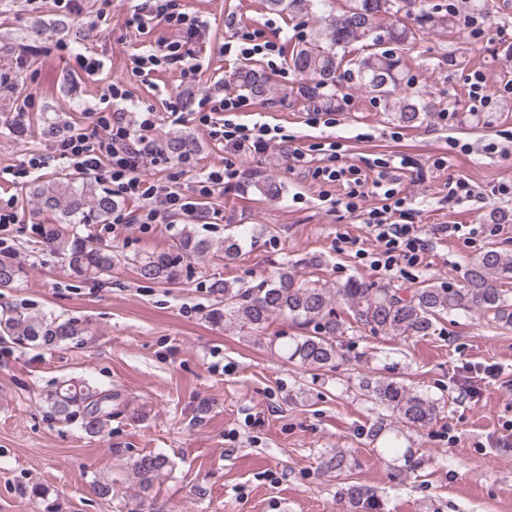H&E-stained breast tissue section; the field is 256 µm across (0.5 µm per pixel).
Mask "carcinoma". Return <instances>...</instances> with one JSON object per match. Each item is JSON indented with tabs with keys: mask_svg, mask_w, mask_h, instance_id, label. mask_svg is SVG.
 <instances>
[{
	"mask_svg": "<svg viewBox=\"0 0 512 512\" xmlns=\"http://www.w3.org/2000/svg\"><path fill=\"white\" fill-rule=\"evenodd\" d=\"M269 10L296 17L306 15L313 0H265ZM419 0H347L346 7L328 16L305 43L291 51L289 66L306 77L298 94L316 107L338 104V72L346 69L359 89L383 102L398 122L412 126L423 122L428 105L418 96L398 97L406 91V54L426 31L447 25L450 19L436 11L418 7ZM393 21L386 36L377 34V19ZM411 18L414 26L401 23ZM238 90L253 98L266 99L275 93L268 77L252 65H244L235 75ZM167 153L173 158L193 155L197 140L182 132L168 135ZM38 209L59 215L70 224H107L116 203L92 176L77 180L58 177L30 187ZM40 243L63 256L70 276L81 282H95L109 276L124 262L134 266L141 279L166 285L180 282L184 264L204 258L212 250L210 241L198 237L194 229L183 228L165 251L117 256L112 247L89 236H70L56 224L35 228ZM23 266L0 259V288L18 287ZM512 281V252L491 249L471 265L467 284L461 288L433 282L404 298L399 289L377 286L356 278L337 288H326L301 279L294 268L283 266L278 274L255 286L215 279L209 285L214 303L206 317L214 325L234 323L254 330L263 329L274 318L285 317L309 329L304 336H286L281 349L290 362L311 370L333 365L338 356L336 338L344 333L342 308L352 313L361 328L374 335L430 336L440 319L456 312L478 311L492 316L502 328L512 327V297L504 285ZM86 326L55 314L34 316L0 312V342L23 347L48 348L84 335ZM364 396L407 428L425 427L437 419L440 402L419 394L393 378H379L362 386ZM111 394L90 382L74 381L47 395L50 413L59 421H77L90 436H100L112 420ZM171 466L162 453L137 456L130 465L139 494L125 504L126 512H151L148 496ZM342 495L353 504H369L373 493L356 484L346 486Z\"/></svg>",
	"mask_w": 512,
	"mask_h": 512,
	"instance_id": "obj_1",
	"label": "carcinoma"
}]
</instances>
